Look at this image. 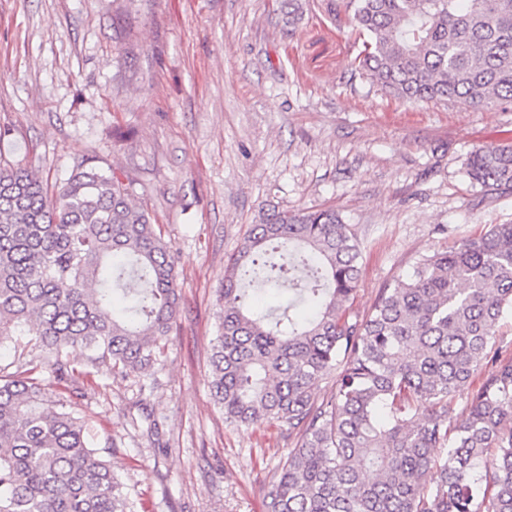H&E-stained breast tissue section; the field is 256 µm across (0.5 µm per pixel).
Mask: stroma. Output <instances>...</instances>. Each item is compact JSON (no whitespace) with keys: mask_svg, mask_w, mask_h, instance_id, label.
<instances>
[{"mask_svg":"<svg viewBox=\"0 0 512 512\" xmlns=\"http://www.w3.org/2000/svg\"><path fill=\"white\" fill-rule=\"evenodd\" d=\"M328 2L292 26L281 0H0V168L55 186L92 160L132 183L172 247L159 364L55 387L137 512H268L288 428L226 422L207 381L225 270L262 212H340L361 246V318L422 256L512 224V190L466 173L475 150L512 143V105L386 96Z\"/></svg>","mask_w":512,"mask_h":512,"instance_id":"1","label":"stroma"}]
</instances>
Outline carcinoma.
<instances>
[{"mask_svg": "<svg viewBox=\"0 0 512 512\" xmlns=\"http://www.w3.org/2000/svg\"><path fill=\"white\" fill-rule=\"evenodd\" d=\"M343 2L357 69L393 98L512 103V0ZM467 175L512 190V144L477 149ZM359 257L336 210L277 211L227 266L209 386L225 420L275 421L295 440L263 486L270 512H512V357L494 349L512 224L421 257L362 320ZM290 273L288 306H256ZM178 299L170 244L112 171L82 162L50 195L0 169V345L32 336L47 354L26 377L0 373V512H136L75 407L34 373L150 371Z\"/></svg>", "mask_w": 512, "mask_h": 512, "instance_id": "1", "label": "carcinoma"}]
</instances>
